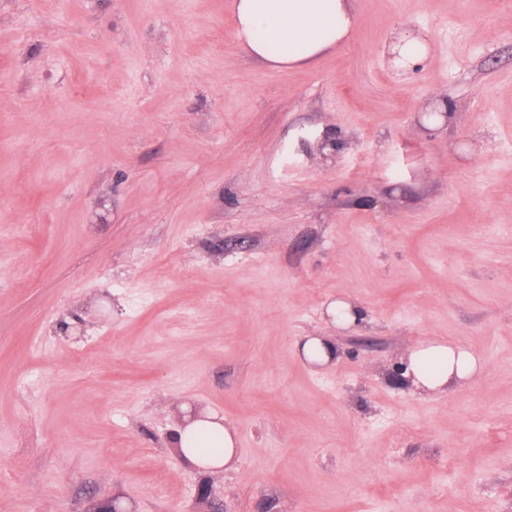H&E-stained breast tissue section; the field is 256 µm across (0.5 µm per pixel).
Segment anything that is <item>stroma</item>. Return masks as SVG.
Listing matches in <instances>:
<instances>
[{"instance_id": "1", "label": "stroma", "mask_w": 512, "mask_h": 512, "mask_svg": "<svg viewBox=\"0 0 512 512\" xmlns=\"http://www.w3.org/2000/svg\"><path fill=\"white\" fill-rule=\"evenodd\" d=\"M232 2L0 0V512H512V0H356L281 72ZM430 338L480 374L398 383ZM185 403L231 469L171 449ZM395 37L397 43L392 46V49L394 51L398 49L400 53V59L395 61L399 69L408 71L427 59V45L420 33L400 32ZM399 53H389L388 59L393 60ZM328 313L334 318L336 326L340 328L356 324L358 320L364 319L356 304L350 300L342 298H338L330 304ZM297 346L306 362L317 368L328 366L338 353L331 336H303ZM183 421L173 433L172 448H177L189 467L200 474L229 469L238 456V437L234 427L214 410L181 406Z\"/></svg>"}]
</instances>
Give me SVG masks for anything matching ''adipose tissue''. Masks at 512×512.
Returning a JSON list of instances; mask_svg holds the SVG:
<instances>
[{
    "label": "adipose tissue",
    "instance_id": "1",
    "mask_svg": "<svg viewBox=\"0 0 512 512\" xmlns=\"http://www.w3.org/2000/svg\"><path fill=\"white\" fill-rule=\"evenodd\" d=\"M233 17L240 47L276 70L313 64L346 43L355 22L353 0H233ZM402 363L404 384L435 394L482 369L474 352L443 339L418 341L406 350ZM182 412L172 447L198 473L229 469L238 456L234 427L211 409L186 403Z\"/></svg>",
    "mask_w": 512,
    "mask_h": 512
}]
</instances>
